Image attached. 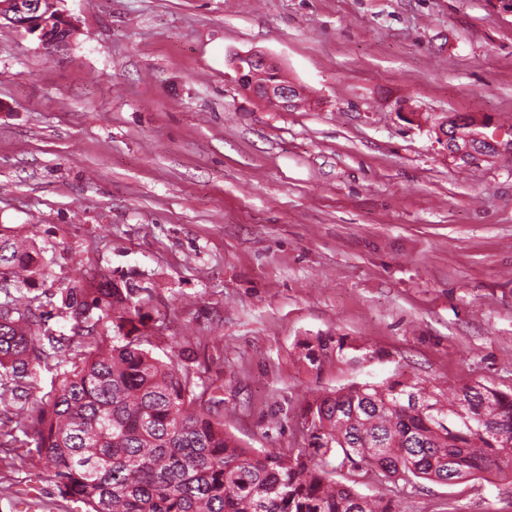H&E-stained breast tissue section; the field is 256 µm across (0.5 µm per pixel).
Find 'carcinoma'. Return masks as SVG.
<instances>
[{
    "label": "carcinoma",
    "mask_w": 512,
    "mask_h": 512,
    "mask_svg": "<svg viewBox=\"0 0 512 512\" xmlns=\"http://www.w3.org/2000/svg\"><path fill=\"white\" fill-rule=\"evenodd\" d=\"M48 265L34 242L0 234V406L25 411L23 431L59 492L90 512H389L356 486L367 477L404 489L512 477V392L480 381L444 388L398 369L313 398L297 451L258 452L224 428L193 372L131 337L145 303L106 277L69 283L62 294L76 335L110 317L112 344L91 342L48 394L21 395L33 364L63 362L61 337L19 298ZM302 346L315 367L330 351L352 365L379 357L344 337Z\"/></svg>",
    "instance_id": "carcinoma-1"
}]
</instances>
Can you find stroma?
<instances>
[{"mask_svg":"<svg viewBox=\"0 0 512 512\" xmlns=\"http://www.w3.org/2000/svg\"><path fill=\"white\" fill-rule=\"evenodd\" d=\"M57 47L0 23V232L51 259L26 297L106 276L147 302L144 347L195 372L249 447H301L314 396L395 367L512 390V159L456 160L432 119L512 128L502 0H58ZM260 51L294 112L245 94ZM420 114L402 118L398 107ZM384 351L310 369L300 343ZM27 438L0 436V512H87ZM359 492L395 512H512V480ZM234 70L238 81L244 91L255 98L259 103L269 108H276L281 112H288L296 104V99L301 96L302 89L287 78L282 77L278 83L256 81L245 75L248 69L252 75L264 71L280 70L279 64L271 57L260 52L240 54L234 58ZM297 105L294 106V108Z\"/></svg>","mask_w":512,"mask_h":512,"instance_id":"obj_1","label":"stroma"}]
</instances>
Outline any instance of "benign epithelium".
I'll use <instances>...</instances> for the list:
<instances>
[{
  "instance_id": "benign-epithelium-1",
  "label": "benign epithelium",
  "mask_w": 512,
  "mask_h": 512,
  "mask_svg": "<svg viewBox=\"0 0 512 512\" xmlns=\"http://www.w3.org/2000/svg\"><path fill=\"white\" fill-rule=\"evenodd\" d=\"M38 34L42 44L55 47L73 35L71 22L57 9V0H0V20ZM234 70L244 91L262 105L288 112L301 96V88L284 78L278 83L257 81L253 76L264 71L280 70L279 64L260 52L240 54L234 58ZM250 75H245V71ZM437 140L446 153L465 162L476 160L487 152L512 158V135L492 136L482 132L488 123L469 115H452L434 120Z\"/></svg>"
}]
</instances>
